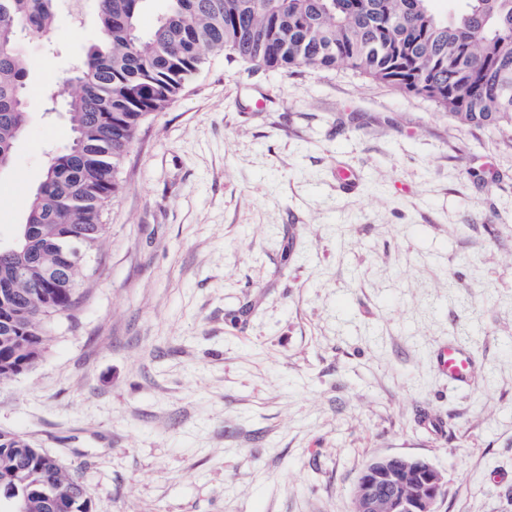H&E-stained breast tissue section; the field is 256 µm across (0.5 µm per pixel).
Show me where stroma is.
Returning a JSON list of instances; mask_svg holds the SVG:
<instances>
[{
    "label": "stroma",
    "mask_w": 512,
    "mask_h": 512,
    "mask_svg": "<svg viewBox=\"0 0 512 512\" xmlns=\"http://www.w3.org/2000/svg\"><path fill=\"white\" fill-rule=\"evenodd\" d=\"M98 36L95 0H60L23 43L2 240L71 139L61 79ZM118 179L76 309L0 382V432L55 456L92 512H352L382 454L443 473L439 512H512L511 144L348 68L218 56ZM449 339L473 389L436 367Z\"/></svg>",
    "instance_id": "1"
}]
</instances>
